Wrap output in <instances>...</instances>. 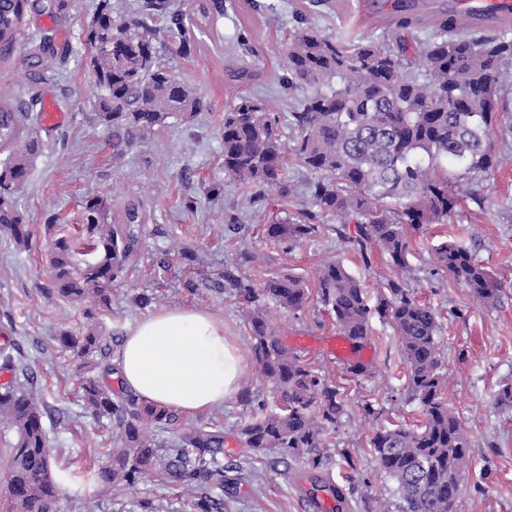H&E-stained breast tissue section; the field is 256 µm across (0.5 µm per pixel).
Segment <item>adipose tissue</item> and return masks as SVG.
Here are the masks:
<instances>
[{
    "label": "adipose tissue",
    "instance_id": "adipose-tissue-1",
    "mask_svg": "<svg viewBox=\"0 0 512 512\" xmlns=\"http://www.w3.org/2000/svg\"><path fill=\"white\" fill-rule=\"evenodd\" d=\"M119 372L128 391L195 414L223 407L237 393L244 358L223 320L195 308H163L128 328Z\"/></svg>",
    "mask_w": 512,
    "mask_h": 512
}]
</instances>
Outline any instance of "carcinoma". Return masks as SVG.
<instances>
[{
  "label": "carcinoma",
  "instance_id": "1",
  "mask_svg": "<svg viewBox=\"0 0 512 512\" xmlns=\"http://www.w3.org/2000/svg\"><path fill=\"white\" fill-rule=\"evenodd\" d=\"M68 0H0V54L7 55L27 15L46 16L58 25ZM199 16L224 15V0H200ZM168 21L167 36L176 51L190 56L193 37L188 14L171 11V0H142L133 16L114 15L112 0H100L88 27V67L100 90L99 118L112 130L132 137L162 126L178 114L188 119L204 109L197 92L163 61L159 33L149 24ZM461 16L443 9L429 25L427 41L412 49L374 39L324 36L311 27L290 34L285 48L288 84L303 91L288 113L290 141L282 140L280 113L268 104L240 96L224 112L219 135L224 144V177L250 191V201L265 208L264 189L290 195L288 161L312 174L311 210L295 219L273 218L265 225L270 239L287 247L333 231L371 266L373 251L387 259L394 275L370 297L361 283L333 256L323 260L315 289L302 277L281 272L255 286L228 275L243 321L251 335L257 375L271 399L254 402L239 430L246 458L265 457L288 466L310 481L308 498L327 494L332 512H456L471 467L468 431L448 403L437 342L435 308L408 286L411 267L409 231L425 224H446L458 202L457 182L448 165L471 179L499 164L493 137L507 113L505 83L512 84V36L461 30ZM55 30H45L30 58L56 68L72 53L69 41L56 45ZM421 58L425 78L413 72ZM29 111L0 92V150L9 159L0 167V236L19 250L34 240L33 225L18 207L17 191L28 177V156L38 148ZM84 248L69 236L49 245L50 284L68 302L82 304L94 320L112 305V284L139 265L145 246L147 214L132 200L89 198L83 210ZM355 233H348V225ZM437 265L486 307H496L503 287L463 243L441 240L431 246ZM327 310L339 335L359 348L372 335V321L387 323L396 336L408 373V388L418 400L422 424L381 426L370 447L379 474L396 484L398 500L358 495L355 483L334 480L333 434L345 414L342 386L283 341L269 318V305L294 314L311 297ZM57 340L78 368L84 412L106 422L110 446L105 462L92 474L104 489L127 485L163 471L186 492L183 512H224V489L250 478L242 466L224 468V432L185 424L177 447L162 448L156 432L172 425L174 412L112 386V336L97 330L63 329ZM0 434H10L4 477L14 512H57L64 486L53 473L50 439L44 426L48 405L36 391L37 380L23 363L19 343H0Z\"/></svg>",
  "mask_w": 512,
  "mask_h": 512
}]
</instances>
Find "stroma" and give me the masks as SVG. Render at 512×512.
I'll list each match as a JSON object with an SVG mask.
<instances>
[{"mask_svg":"<svg viewBox=\"0 0 512 512\" xmlns=\"http://www.w3.org/2000/svg\"><path fill=\"white\" fill-rule=\"evenodd\" d=\"M233 6L217 20L200 23L190 57L164 55L166 65L204 99L205 108L192 122L180 116L161 127L134 136L131 144H117L94 107L98 96L86 66L91 49L85 32L96 0H70L62 35L74 53L55 72H42L28 56V47L41 31L51 27L46 17L27 19L9 55H0V87L12 101L33 102L34 112L54 105L62 114L54 125H38L39 147L31 156L28 178L18 194L20 210L35 224L37 239L28 251H19L0 237V333L17 338L24 359L37 379V390L49 406L45 426L59 464L76 471L96 469L99 448L109 439L102 423L85 414L78 393L71 353L63 351L56 336L63 328L95 327L122 342L127 327L162 307H193L223 318L226 335L236 337L243 353H250V331L239 312L233 288H218L225 272L247 283L291 271L314 283L321 260L341 259L347 270L367 288H375L389 266L375 255L364 267L335 233L326 232L292 250L269 239L248 203V194L224 178V149L219 129L228 103L237 95L268 99L281 113L291 112L300 97L288 89L282 47L289 33L306 25L333 37L395 36L397 14L392 0H232ZM500 162L484 178L471 180L459 169L460 201L447 223L427 224L413 239L408 257V281L416 295L439 315L437 339L448 374V402L471 438L470 478L459 494L457 512H512V411L494 399L512 384V129L500 127L494 137ZM311 175L291 166L293 195L282 198L277 188L266 191L269 215L294 218L308 209L305 187ZM213 182L224 185L221 196L204 198ZM480 193L478 206L470 197ZM93 196L132 199L146 209V250L138 269L112 286V306L96 321H88L80 308L48 291L44 247L58 231L78 236L83 205ZM197 198L196 210L184 207ZM60 218L61 230L50 229ZM470 245L478 260L503 284L499 306H483L435 263L429 250L442 237ZM201 255L197 265H186L183 252ZM196 292H189L187 282ZM152 295L150 307L132 297ZM271 321L289 346L304 361L327 372L345 388L347 413L335 433L336 447L349 451L352 464H338L334 477L351 472L356 483H368L371 493L393 497L396 484L378 477L370 437L376 426L392 422L415 424L420 405L413 399L405 377L398 342L389 325L374 322L373 334L354 359L334 356L326 341L336 335L331 317L314 302L297 314L270 309ZM362 364L364 374L348 373L350 362ZM266 386L247 372L241 391L223 408L196 414L193 420L224 432V463L239 462L237 434L247 419L250 399ZM380 411L377 419L361 414L364 403ZM178 415L175 425L160 433L162 447L178 441L182 425L192 420ZM253 479L240 482L224 499V512H316L285 465L264 460L250 462ZM181 489L160 476L137 485L102 490L86 484L84 491L69 492L60 512H143L152 502L156 512H178Z\"/></svg>","mask_w":512,"mask_h":512,"instance_id":"stroma-1","label":"stroma"}]
</instances>
